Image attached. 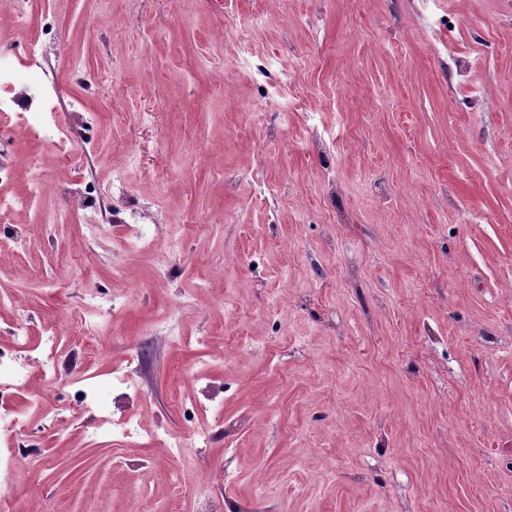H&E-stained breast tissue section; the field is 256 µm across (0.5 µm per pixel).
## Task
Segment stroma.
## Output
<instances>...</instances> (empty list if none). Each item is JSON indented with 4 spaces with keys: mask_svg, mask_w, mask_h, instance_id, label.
<instances>
[{
    "mask_svg": "<svg viewBox=\"0 0 512 512\" xmlns=\"http://www.w3.org/2000/svg\"><path fill=\"white\" fill-rule=\"evenodd\" d=\"M60 41L19 85L83 98L93 151L13 146L10 196L34 224L0 259V343L32 344L89 299L124 291L99 358L68 346V386L8 406L29 468L22 512H512V0H45ZM281 57L289 76L239 63ZM477 61L472 112L449 56ZM279 94L280 115L264 113ZM333 142L317 151L313 133ZM85 179L112 223H56ZM265 182L266 195L254 191ZM170 223L154 224L156 200ZM150 252L118 248L129 210ZM93 265L95 283L71 268ZM195 296L176 308V295ZM171 323L172 336L148 325ZM224 332V358L201 338ZM142 352L146 427L184 432L171 396L205 369L224 416L208 447L95 443L73 381Z\"/></svg>",
    "mask_w": 512,
    "mask_h": 512,
    "instance_id": "obj_1",
    "label": "stroma"
}]
</instances>
